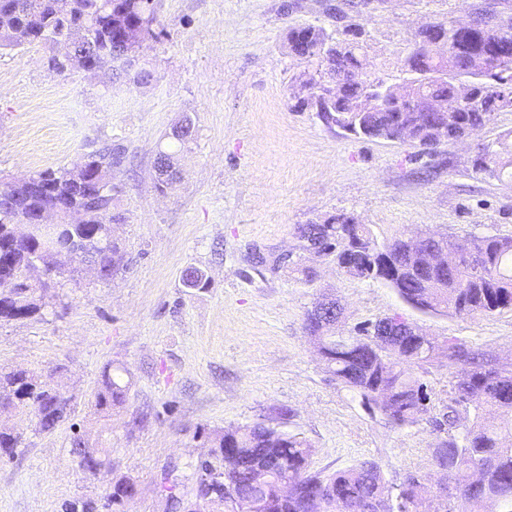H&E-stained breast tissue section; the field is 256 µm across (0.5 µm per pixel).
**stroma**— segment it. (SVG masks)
Here are the masks:
<instances>
[{"instance_id": "obj_1", "label": "stroma", "mask_w": 512, "mask_h": 512, "mask_svg": "<svg viewBox=\"0 0 512 512\" xmlns=\"http://www.w3.org/2000/svg\"><path fill=\"white\" fill-rule=\"evenodd\" d=\"M480 0H157L158 39L136 66L156 79L137 87L111 72L48 71V47L0 50V180L75 162L109 141L124 150L114 181L127 221L113 227L124 265L111 279L91 270L42 293L40 315L0 322V368L59 370L70 418L51 432L31 412L0 413L23 442L0 459V512H62L104 504L110 481L133 482L119 512H171L161 490L171 475L194 496V467L214 432L264 421L306 439L314 469L329 473L378 462L386 482L432 476V448L448 429L432 421L396 428L360 396L331 380L304 331L313 303L332 294L343 334L400 313L430 336L484 352L512 368V312L458 317L420 311L393 288L340 273L302 248L301 224L344 214L378 242L433 233L512 236V178L476 172L481 143L512 142V112L484 129L434 146L369 141L328 128L299 103L308 66L290 55L299 25L344 38L359 26L371 76L398 80L418 29L469 21ZM195 123L187 147L167 134L181 116ZM183 178L154 187L158 151ZM291 252L289 262L279 256ZM203 271V290L183 285ZM132 387L122 408L92 405L107 367ZM433 418L462 375L435 360L419 367ZM110 461L83 471L74 437Z\"/></svg>"}]
</instances>
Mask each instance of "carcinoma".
Instances as JSON below:
<instances>
[{"label": "carcinoma", "mask_w": 512, "mask_h": 512, "mask_svg": "<svg viewBox=\"0 0 512 512\" xmlns=\"http://www.w3.org/2000/svg\"><path fill=\"white\" fill-rule=\"evenodd\" d=\"M155 22L154 0H0V48L61 45L65 54L96 72L112 67L117 49H140L147 39L158 38ZM438 26L453 40L454 53L448 59V80L424 89V95L448 106L453 130L479 131L489 123L491 111L512 112V66L494 64L492 55L503 38L484 27L477 12L468 30L459 31L452 22ZM330 43L332 38L313 26L294 27L288 32L290 53L308 62ZM316 65L320 79L333 85L354 71L362 76L361 88L347 90L337 109L318 113L328 127L368 140L370 136L359 130L360 121L367 126L393 128L411 122L415 112L412 100L389 92L380 80L367 78V56L361 41L344 40L338 52L316 60ZM365 90L379 104L359 121L351 103ZM192 133V120L185 117L168 138L182 147ZM122 154L121 148L104 143L83 155L79 160L84 167L80 184L71 178V167L63 166L0 187V321L26 320L41 310L34 285L26 278H13V272L29 267L31 256L37 254L50 265L48 242L40 235L17 242L12 234V225L40 211L61 210L65 220L71 213L78 214L79 223L71 225L64 235L81 243L94 241L98 247L93 253H79L76 259L98 266L100 278L112 277L122 255L107 226L124 221L117 205L121 188L112 174ZM475 167L479 172L498 175L504 168H512V152L501 140H492L486 153L475 159ZM155 171V188L160 192L180 180L167 151L157 155ZM297 234L306 243L322 246L326 255L340 264L353 260L362 265L344 274L384 282L416 309L459 317L512 311L511 236L446 237L440 242L396 237L379 246L377 260L382 268L372 274L364 258L346 252L344 245L347 238L370 235L366 225L338 223L331 217L321 224L301 225ZM441 244L462 251L470 245L475 257L462 254L441 272L419 270L425 251ZM183 282L186 288L201 290L208 285V277L191 269ZM329 305L324 316L305 317V331L321 350L325 372L336 383L359 393L395 427L415 425L430 414L429 397L416 366L432 358H444L450 365L459 361L471 365L466 377L456 384L448 411L439 419L431 418L438 428L453 427L458 422V406L472 414L459 435L450 434L442 446L431 449L434 468L450 475L466 464L483 466L482 482L457 496L464 512H484L488 500L496 501L500 512H512V426L499 427L487 417L489 410L512 417V369L493 367L456 342L434 347L425 344L412 336L408 324L380 348L372 343L370 326L346 340L336 333L340 308L334 300ZM128 391L129 383L121 382L109 369L104 371L94 393L96 410L107 413L123 406ZM8 406L32 410L40 432L54 430L70 413L69 398L54 374L24 369L0 370V408ZM20 444L19 433L0 430V455L12 454ZM73 448L85 470L107 468L108 461L86 448L80 437H74ZM311 456L307 440L256 421L214 435L210 453L196 466L195 492L208 505L260 498L263 512H424L426 486L413 480L411 473L396 489L385 482L374 461H360L323 474L311 471ZM283 480L295 486L294 494L284 499L273 488ZM129 488H134L132 482L118 480L110 485L107 499L121 505Z\"/></svg>", "instance_id": "1"}]
</instances>
